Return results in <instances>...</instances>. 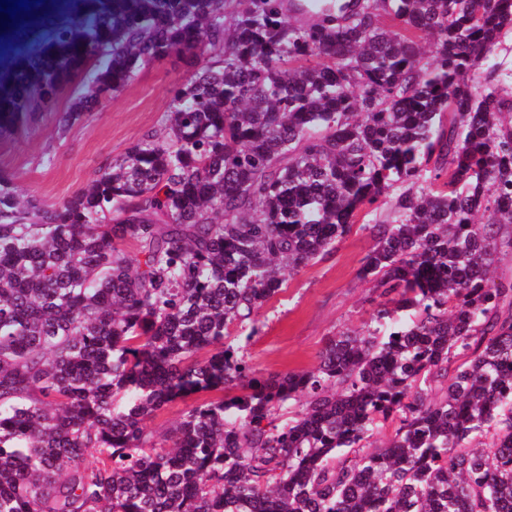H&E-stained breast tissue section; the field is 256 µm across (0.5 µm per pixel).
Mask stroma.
I'll return each mask as SVG.
<instances>
[{
    "mask_svg": "<svg viewBox=\"0 0 512 512\" xmlns=\"http://www.w3.org/2000/svg\"><path fill=\"white\" fill-rule=\"evenodd\" d=\"M217 58L208 46L197 56L170 54L112 100L69 123L65 112L83 89L82 79H75L53 105L39 106L23 124L0 133V171L23 192L60 203L143 134L159 129L176 87ZM395 200L388 195L377 211L357 216L356 227L335 251L301 269L265 307L260 334L244 346L256 375L312 368L329 336L369 321L378 293L358 277L372 244L367 226L390 219Z\"/></svg>",
    "mask_w": 512,
    "mask_h": 512,
    "instance_id": "35a3bbf8",
    "label": "stroma"
}]
</instances>
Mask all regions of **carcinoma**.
<instances>
[{
    "mask_svg": "<svg viewBox=\"0 0 512 512\" xmlns=\"http://www.w3.org/2000/svg\"><path fill=\"white\" fill-rule=\"evenodd\" d=\"M79 2L0 70V131L220 59L62 202L0 174V512H512V0H241L230 38L229 0ZM397 188L370 321L256 376L230 326Z\"/></svg>",
    "mask_w": 512,
    "mask_h": 512,
    "instance_id": "1",
    "label": "carcinoma"
}]
</instances>
